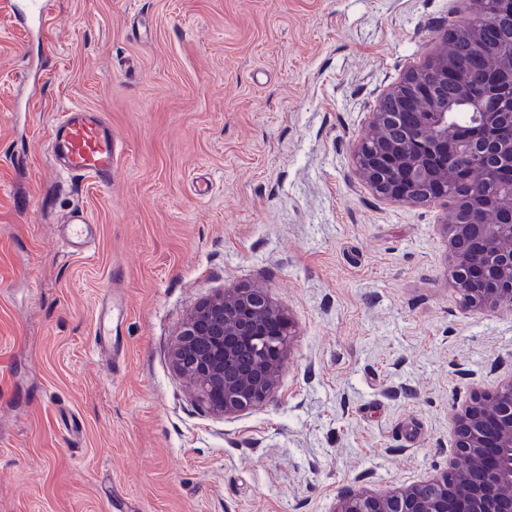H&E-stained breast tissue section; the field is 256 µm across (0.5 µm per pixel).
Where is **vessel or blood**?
<instances>
[{"label":"vessel or blood","mask_w":512,"mask_h":512,"mask_svg":"<svg viewBox=\"0 0 512 512\" xmlns=\"http://www.w3.org/2000/svg\"><path fill=\"white\" fill-rule=\"evenodd\" d=\"M48 0H0V12L25 27L42 25ZM53 164L74 180L98 186L111 184L121 158L119 141L106 117L92 108L74 106L53 123L48 139ZM95 238V228L84 211L70 215L63 226L67 251L82 254Z\"/></svg>","instance_id":"vessel-or-blood-1"}]
</instances>
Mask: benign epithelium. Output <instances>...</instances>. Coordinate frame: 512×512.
<instances>
[{"mask_svg": "<svg viewBox=\"0 0 512 512\" xmlns=\"http://www.w3.org/2000/svg\"><path fill=\"white\" fill-rule=\"evenodd\" d=\"M446 41L437 64L410 72L387 97L400 102L394 110L380 109L357 151L359 176L382 196L415 204L446 197L455 178L453 162L470 160L468 186L489 185L499 169L512 166V144L486 131L507 121L511 112H497L502 95L512 91V56L495 60L488 70L467 78L482 83L485 94L474 104L477 127L450 142L453 113L443 89L448 83ZM395 127L411 138L428 142L424 154L412 152L384 136ZM474 191L453 198L444 231L454 263L450 277L467 303L480 310L512 303V245L504 230H512V182L473 202ZM282 319L262 288H226L222 295L194 311L185 323L172 359L195 386L201 401L226 415L262 405L274 394V382L284 364L289 338L286 325L277 331L267 323ZM249 342L254 363L239 364L243 342ZM456 450L460 463L437 479L384 492H349L336 512H512V382L491 395L476 398L456 420Z\"/></svg>", "mask_w": 512, "mask_h": 512, "instance_id": "benign-epithelium-1", "label": "benign epithelium"}]
</instances>
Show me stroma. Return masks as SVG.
I'll return each mask as SVG.
<instances>
[{
	"instance_id": "35a3bbf8",
	"label": "stroma",
	"mask_w": 512,
	"mask_h": 512,
	"mask_svg": "<svg viewBox=\"0 0 512 512\" xmlns=\"http://www.w3.org/2000/svg\"><path fill=\"white\" fill-rule=\"evenodd\" d=\"M458 17L457 0H50L39 34L0 17V512H333L347 488L447 471L455 413L512 377V305L470 310L446 202L380 198L354 151ZM77 105L123 144L109 187L48 159ZM77 207L96 242L72 255ZM242 287L266 289L291 344L273 398L224 415L172 350Z\"/></svg>"
}]
</instances>
